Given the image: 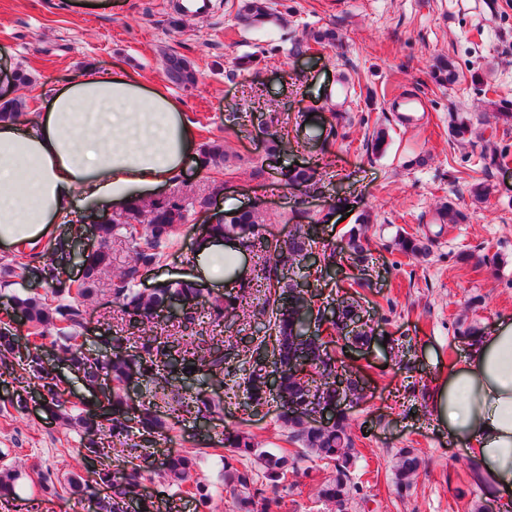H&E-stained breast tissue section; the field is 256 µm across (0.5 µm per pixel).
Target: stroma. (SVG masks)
<instances>
[{"mask_svg": "<svg viewBox=\"0 0 512 512\" xmlns=\"http://www.w3.org/2000/svg\"><path fill=\"white\" fill-rule=\"evenodd\" d=\"M242 0H213L208 14L171 24L167 0H111L110 8L72 7L69 0H0V96L14 92L27 114L39 109L41 87H63L79 71L111 69L122 61L148 83L166 82L161 59L175 52L198 72L195 87L171 86L199 142L224 145L223 168L187 166L163 196L192 199L225 189L216 211L258 208L260 232L287 237L306 218L331 213L318 246L343 248L352 217L368 210L366 229L370 288L362 313L390 344L350 352L361 366L360 397L346 406L348 432L357 454L353 472L362 489L349 512H473L494 506L484 488L468 483L467 455L431 427L427 392L448 372L463 348L470 324L491 329L512 318V124L493 119L512 113V0H271V17L247 26L237 13ZM332 28L336 44H312L302 55L294 41ZM454 61L456 83L432 77L437 58ZM24 69L31 82L14 87ZM417 94L425 110L418 122L401 125L386 104L399 94ZM315 112L319 128L298 126L300 113ZM470 132L449 134L454 118ZM389 135L384 152H373L378 129ZM287 130L290 145L274 159L267 142ZM320 161L317 183L299 190L280 183V172L297 162ZM462 217L439 218L446 204ZM203 214L189 213L164 250L155 275L192 274V246L204 231ZM403 235L430 237L424 257L401 253ZM111 291L85 302L82 336L86 349L103 351L102 335L122 322ZM30 378L0 367V461L18 467L25 479L17 496L0 498V512H95V501L45 493L38 471L83 474L79 452L86 441L41 406L29 404ZM244 390L208 425L173 420L159 443L195 456L201 480L216 491L198 508L191 483L171 486L153 473L142 484L167 512H232L221 491L223 465L208 446L224 428L251 434L263 450L291 449L277 408L245 404ZM424 458L409 490L397 491L394 470L400 449ZM332 476L323 461L296 462L279 495L287 512H334L318 495Z\"/></svg>", "mask_w": 512, "mask_h": 512, "instance_id": "1", "label": "stroma"}]
</instances>
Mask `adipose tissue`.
Masks as SVG:
<instances>
[{
	"mask_svg": "<svg viewBox=\"0 0 512 512\" xmlns=\"http://www.w3.org/2000/svg\"><path fill=\"white\" fill-rule=\"evenodd\" d=\"M198 157L180 102L122 64L84 70L49 91L25 122H0V247L13 250L73 223L78 204L114 208L165 187ZM228 249L197 240L201 282L220 283ZM437 430L477 460L489 491L512 505V320L467 346L428 392Z\"/></svg>",
	"mask_w": 512,
	"mask_h": 512,
	"instance_id": "adipose-tissue-1",
	"label": "adipose tissue"
}]
</instances>
